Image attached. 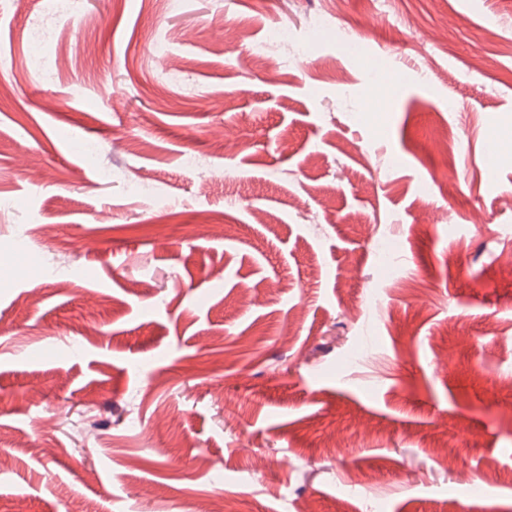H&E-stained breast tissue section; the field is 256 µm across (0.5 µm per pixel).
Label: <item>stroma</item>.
<instances>
[{"mask_svg":"<svg viewBox=\"0 0 512 512\" xmlns=\"http://www.w3.org/2000/svg\"><path fill=\"white\" fill-rule=\"evenodd\" d=\"M0 86V508L512 512V0H0ZM290 37L286 28L270 29L262 38L251 44L247 54L249 63L256 68L264 66L268 56L287 45Z\"/></svg>","mask_w":512,"mask_h":512,"instance_id":"stroma-1","label":"stroma"}]
</instances>
